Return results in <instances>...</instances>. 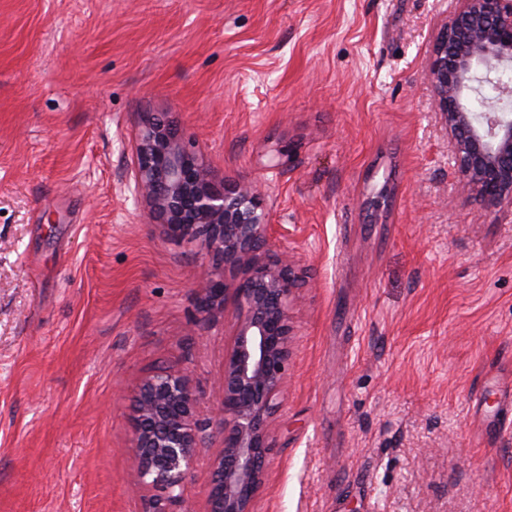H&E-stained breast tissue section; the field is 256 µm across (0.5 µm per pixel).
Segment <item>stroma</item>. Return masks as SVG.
<instances>
[{"mask_svg": "<svg viewBox=\"0 0 512 512\" xmlns=\"http://www.w3.org/2000/svg\"><path fill=\"white\" fill-rule=\"evenodd\" d=\"M455 0H0V512H150L141 381L188 375L207 512L238 310L127 189L148 115L260 182L305 284L254 512H512V204L427 69ZM277 167H269L270 158Z\"/></svg>", "mask_w": 512, "mask_h": 512, "instance_id": "1", "label": "stroma"}]
</instances>
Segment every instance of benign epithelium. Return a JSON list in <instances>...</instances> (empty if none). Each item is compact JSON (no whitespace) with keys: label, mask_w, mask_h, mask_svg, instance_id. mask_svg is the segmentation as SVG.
<instances>
[{"label":"benign epithelium","mask_w":512,"mask_h":512,"mask_svg":"<svg viewBox=\"0 0 512 512\" xmlns=\"http://www.w3.org/2000/svg\"><path fill=\"white\" fill-rule=\"evenodd\" d=\"M512 0H459L437 33L428 65L435 107L463 185L488 205L512 203V113L470 102L486 85L499 97L512 88ZM167 233L204 239L220 272L197 284L203 312L224 310L228 286L239 310L224 375L214 393L224 407V448L207 475L208 512H254L272 443L269 418L287 382L290 298L300 286L286 250L274 249L264 193L238 182L216 183L197 153L165 120H146L135 149L133 184ZM198 399L188 377L160 371L139 385L132 451L151 512H194L183 497L202 436Z\"/></svg>","instance_id":"1"}]
</instances>
